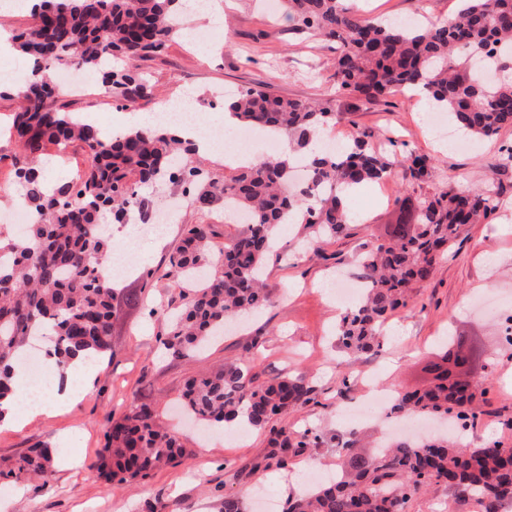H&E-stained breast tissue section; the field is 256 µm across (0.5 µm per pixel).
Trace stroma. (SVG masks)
I'll use <instances>...</instances> for the list:
<instances>
[{
    "label": "stroma",
    "instance_id": "obj_1",
    "mask_svg": "<svg viewBox=\"0 0 512 512\" xmlns=\"http://www.w3.org/2000/svg\"><path fill=\"white\" fill-rule=\"evenodd\" d=\"M264 2L229 0L221 23L197 24L200 38L180 31L163 53L138 61L152 94L134 105L116 102L96 75L83 96L66 93L59 100L69 111L93 113L104 130H124L133 112H151L159 101L190 89L202 102L199 112L214 138L227 144L232 134L224 128L223 113L209 105L213 92L265 84L285 98L331 103L341 118L323 131V139L369 129L394 140L397 153L415 150L434 156L431 177L409 186L397 173L385 185L362 187L351 199L360 223L352 225L348 236L323 244L318 257L302 254L309 238L303 225H279L278 255L264 270L273 305L192 357L173 356L160 344L167 331L165 310L179 305L180 289L175 278L158 274L156 268L179 244L182 225L212 224L219 245L239 233L240 225L225 215L223 206L201 210L192 204L183 210L180 223L167 225L158 235L146 237L138 225H120V249L136 253L138 264L114 283L121 308L112 354L99 361L91 389L69 405L0 427V469H8L36 445L53 448L58 459L49 481L0 482V512H145L155 503L164 512H223L228 493L242 500L245 512H255L257 493L282 506L308 474L326 480L339 467V444L349 435L339 409L365 391L354 373L337 366L344 358L337 344L343 310L330 298L328 285L337 271L357 272V254L383 239L399 215V199L458 179L495 186L499 207L484 223L462 227L430 279L413 290L412 308L389 321L383 346L372 357L379 365L373 384L395 392L425 387L432 379L426 367L438 359L440 338L454 331L480 351L472 377L484 390L485 402L474 438L512 447V430L506 427L512 421V357L491 325L494 312L512 308V163L496 162L501 149L512 146V129L457 151L436 141L417 98L397 92L367 102L337 91L331 43L293 30L281 15L266 11ZM352 6L369 17L393 19L419 12L444 20L455 12L458 0H353ZM26 68L19 54L0 58L1 121L22 106L13 88L23 82ZM241 357L251 360L257 382L301 374L314 389L312 402L289 410L276 425L313 429L323 442L287 451V467L269 464L268 429L226 433L176 420L186 379L224 359ZM143 397L162 422L177 423L188 457L131 484L108 480L93 466L104 448L107 419L123 415Z\"/></svg>",
    "mask_w": 512,
    "mask_h": 512
}]
</instances>
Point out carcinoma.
Here are the masks:
<instances>
[{
    "mask_svg": "<svg viewBox=\"0 0 512 512\" xmlns=\"http://www.w3.org/2000/svg\"><path fill=\"white\" fill-rule=\"evenodd\" d=\"M180 0H41L32 24L13 35L29 59L30 73L17 91L23 109L11 132L23 147L13 163L19 196L32 220L24 232L0 242V404L16 390L26 348L45 343L63 374L78 357L99 359L112 352L114 288L105 257L112 238L99 222L110 211L119 223L129 208L147 219L152 199L143 187L168 182L191 192L199 208L231 202L243 213V231L213 248L210 224H188L181 245L168 257L167 275L185 285L198 269L210 271L209 284L182 296L169 316L164 345L177 355L205 347L224 334V323L242 312L272 303L260 271L273 253L274 229L302 224L316 240L348 234L353 223L341 192L382 183L402 169L409 184L432 174L433 159L369 145L373 134L359 131L341 153L315 152L317 134L336 124L324 104L284 99L268 86L239 91L225 107L241 124L255 125L288 139L286 158H267L240 167L216 181L189 166L192 144L176 128H132L109 136L95 123L55 106V71L71 64L101 75L112 96L134 103L145 96V78L133 62L161 54L181 28ZM299 31L334 44L336 89L365 100L395 88L412 90L446 113L469 137H490L512 127V0H461L447 20L405 25L385 17L363 18L343 0H280ZM493 74L486 82L477 66ZM79 147L88 166L82 175L49 184L36 166L48 146ZM499 206L496 188L442 187L401 211L389 238L360 252L356 262L367 283L359 307L341 318L339 336L351 352L380 347L386 320L409 306V292L432 273L465 224H478ZM464 342L445 340L440 361L430 364L434 383L396 395L391 411L448 419V409L470 422L484 392L452 375L451 361ZM251 361L227 360L211 373L186 381L185 412L202 424L227 426L241 418L262 428L288 410L312 400L303 375L277 376L256 383ZM106 443L98 469L128 483L180 462L181 435L158 421L153 406L132 405L120 420H107ZM322 439L311 430L282 428L272 448H305ZM352 433L341 446L336 477L291 498L283 512H405L411 496L430 486H446L477 499L482 512H501L512 503V448L492 441L473 444L456 436L418 442L398 440L373 453ZM52 449L35 447L19 456L0 479L48 480Z\"/></svg>",
    "mask_w": 512,
    "mask_h": 512,
    "instance_id": "obj_1",
    "label": "carcinoma"
}]
</instances>
